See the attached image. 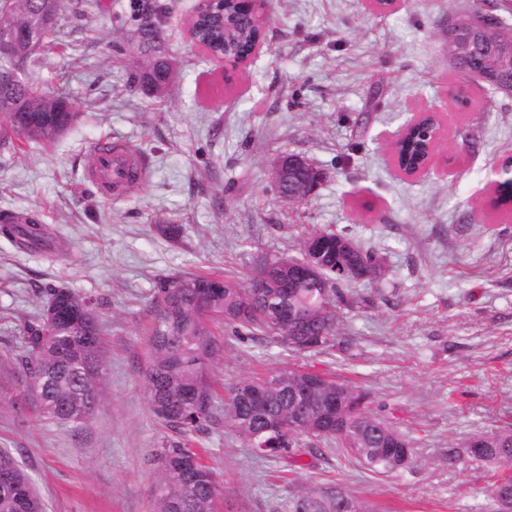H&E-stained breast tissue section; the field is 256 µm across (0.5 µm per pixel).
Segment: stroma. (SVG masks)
Instances as JSON below:
<instances>
[{
  "mask_svg": "<svg viewBox=\"0 0 512 512\" xmlns=\"http://www.w3.org/2000/svg\"><path fill=\"white\" fill-rule=\"evenodd\" d=\"M164 42L130 47V0H70L61 46L28 70L50 96L79 103L54 144L0 156V212L31 211L67 253L22 251L0 236V448L32 476L47 512H152L154 452L171 432L153 414L143 375L156 284L213 273L242 282L258 262L299 256L330 229L379 256V283H352L337 347L296 353L271 339L224 334L208 369L218 394L251 376L301 369L371 394V409L413 443L414 460L374 474L303 439L301 466L255 455L223 423L198 436L226 512H281L291 495L339 486L371 512H492L499 467L463 454L474 434L512 429V213L491 210L492 167L512 158V97L467 83L448 60V26L495 15L512 0H401L371 13L364 0H269L265 45L222 70L185 41L197 0H166ZM167 57L158 97L131 88L133 68ZM437 108V163L448 178L402 177L388 136L411 110ZM125 141L145 176L105 198L88 174L101 139ZM280 153L327 175L304 204L272 189ZM178 224V238L160 225ZM94 296L107 344L100 407L82 430L37 420L15 357L42 291Z\"/></svg>",
  "mask_w": 512,
  "mask_h": 512,
  "instance_id": "stroma-1",
  "label": "stroma"
}]
</instances>
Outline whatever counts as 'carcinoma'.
<instances>
[{
    "label": "carcinoma",
    "instance_id": "cac0c4a2",
    "mask_svg": "<svg viewBox=\"0 0 512 512\" xmlns=\"http://www.w3.org/2000/svg\"><path fill=\"white\" fill-rule=\"evenodd\" d=\"M133 29L130 39L144 41L143 28L151 18L167 17L168 7L158 0H134L131 5ZM235 12L232 0H217L210 10L196 19V39L206 44L212 53L238 57L248 52L257 36L256 15L231 16ZM29 55L22 58L1 57L0 71L16 67L24 69L35 65ZM168 67L157 60L130 76V81L151 78L162 80ZM14 94L26 100L24 112H0L5 124L0 133L6 134L19 126L28 128L25 140L53 143L59 139L52 126L51 112L42 111L47 96L37 91L31 82L19 86ZM428 128L415 132L402 151L410 159L423 153L428 145ZM0 235L23 251L44 248L51 250L48 230L35 217L17 222L13 213L0 216ZM314 235L324 242L323 264L330 279L322 287L313 283L287 290L280 295L260 287L254 277L245 284L232 285L210 275L172 277L160 281L149 301L151 322L147 330V365L145 379L149 403L154 415L176 432L158 449V480L153 493V512H220L223 490L211 467L193 448V440L213 424L220 408L215 404L214 391L207 379V366L221 356L219 328L230 327L235 332L269 334L274 341L291 351L302 352L305 337L295 338L279 325L280 310L305 309L322 315L319 325L310 330L313 346L323 350L334 346L337 337L336 309L348 303L344 285L347 280L336 274L343 257L336 251L346 236L326 230ZM189 287L184 288L182 284ZM248 295L253 302L251 316L236 317L229 310L236 299ZM47 300L68 297L69 311L55 323H48L43 313L24 321V351L18 357L21 381L25 387H35L38 399L34 401L38 418L52 423L86 425L101 403L104 389L106 346L100 334L96 302L70 289L54 286L46 290ZM299 369L275 371L265 377L246 379L229 389L228 397L238 401V410L224 416V426L246 442L251 436L281 421L288 424V434L281 437L280 447L263 453L265 457L294 460L300 456L301 437L305 436L302 422L305 415L318 414L314 408L298 398L295 379ZM263 386L267 400L257 411L246 393ZM190 391L199 392L201 403L183 401ZM347 433H336V426L314 439H334L348 455L358 460L365 458L364 468L372 473L391 472L387 456L379 449L402 436L393 426L381 421L369 408L346 414ZM482 449L467 448L465 452L475 460L490 465L507 467L512 464V432L490 431L478 435ZM195 462L192 473H187L186 461ZM7 470L11 483L0 481V512H45V504L36 492L32 479L19 461L8 450L0 449V471ZM362 505V502L342 488L313 487L288 498L285 512H339L336 497Z\"/></svg>",
    "mask_w": 512,
    "mask_h": 512
}]
</instances>
